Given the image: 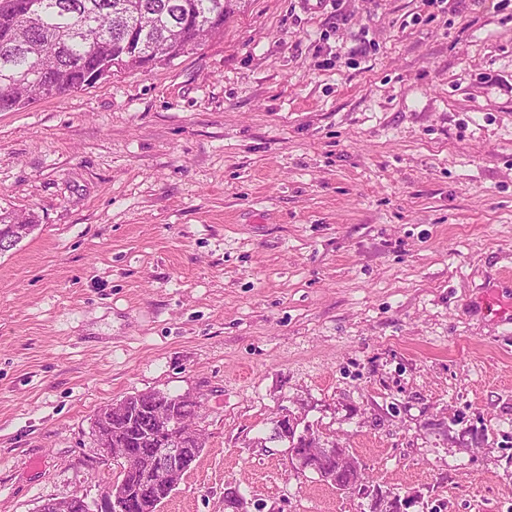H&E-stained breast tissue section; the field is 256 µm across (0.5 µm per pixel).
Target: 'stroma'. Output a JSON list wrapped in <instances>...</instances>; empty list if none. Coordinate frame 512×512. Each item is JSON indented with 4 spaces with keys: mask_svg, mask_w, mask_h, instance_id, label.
<instances>
[{
    "mask_svg": "<svg viewBox=\"0 0 512 512\" xmlns=\"http://www.w3.org/2000/svg\"><path fill=\"white\" fill-rule=\"evenodd\" d=\"M0 512L117 479L97 411L198 397L160 512H512V0H247L167 65L0 112ZM8 224V225H7ZM6 227V234H2V229ZM36 224L32 218L22 217L5 208H0V254L7 252L16 246L27 235L34 230ZM355 458V457H354ZM356 467L351 470H336V456L327 457L323 464V473L318 475L320 481L325 482L327 485L339 489H357L358 481L363 482L365 485L370 483L361 473L360 465L355 458ZM371 486V485H368ZM372 487V486H371Z\"/></svg>",
    "mask_w": 512,
    "mask_h": 512,
    "instance_id": "1",
    "label": "stroma"
}]
</instances>
